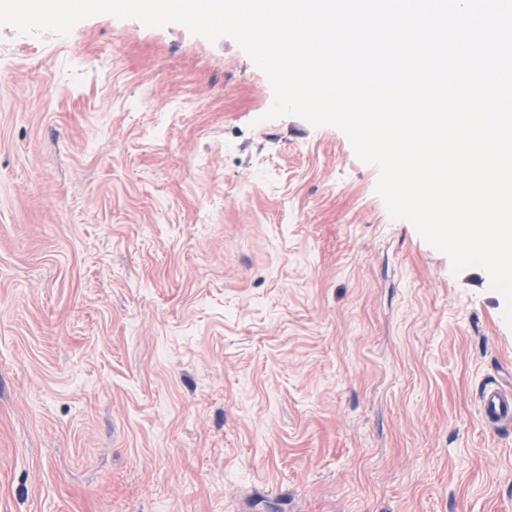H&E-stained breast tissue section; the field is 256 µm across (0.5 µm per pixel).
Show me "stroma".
I'll return each instance as SVG.
<instances>
[{
    "label": "stroma",
    "instance_id": "35a3bbf8",
    "mask_svg": "<svg viewBox=\"0 0 512 512\" xmlns=\"http://www.w3.org/2000/svg\"><path fill=\"white\" fill-rule=\"evenodd\" d=\"M273 99L227 36L0 26V512H512L504 296ZM478 410L483 421L498 430L512 426V390L496 383L483 385L478 400Z\"/></svg>",
    "mask_w": 512,
    "mask_h": 512
}]
</instances>
